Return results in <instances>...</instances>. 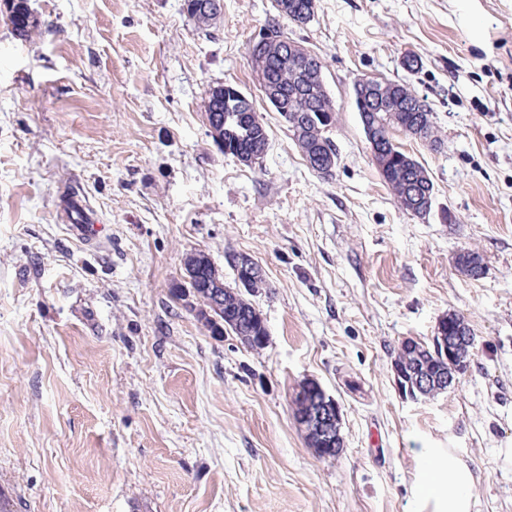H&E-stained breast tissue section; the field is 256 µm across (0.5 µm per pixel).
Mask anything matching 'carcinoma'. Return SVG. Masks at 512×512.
Segmentation results:
<instances>
[{
    "mask_svg": "<svg viewBox=\"0 0 512 512\" xmlns=\"http://www.w3.org/2000/svg\"><path fill=\"white\" fill-rule=\"evenodd\" d=\"M9 17H22L24 24L13 25V30L28 37L39 28L37 18L31 13L28 0H7ZM214 0H183V11L201 32H209L217 26L209 9ZM314 0H275V8L283 7L296 17L295 24L304 25L314 16ZM266 29L273 39L266 48L248 46L249 56L256 74L262 76L279 92L280 105L274 107L278 113L286 112L297 122L301 134L295 139L304 155L321 150L319 144L327 139V128L334 123V106L324 82L314 70H302L298 62L288 57V45L281 44L277 37L284 34L279 22H269ZM381 105L363 113L361 121L377 127L379 142L374 154L377 168L385 183L392 190L401 207L415 215L424 216L431 210L434 184L427 170L411 155L402 151L392 140L390 131L400 129L406 134L424 140L437 149L441 140L436 135L433 114L426 100L405 84L389 82L377 85ZM205 116L208 123L220 126L222 141L216 142L224 154L241 163L252 165L251 158H263V144L267 136L266 127L260 121L253 105L241 109L224 110V101L216 98V90L208 86L204 90ZM328 121H323L321 116ZM479 252L460 250L454 258L455 268L463 275L479 279L485 266ZM184 270L190 278L189 286L199 300L197 316L203 320L215 336L230 330L249 348L264 347L262 337L267 335L266 324L261 314L253 307L245 294L267 287L263 275L253 277L248 288L224 286V279L212 264L207 254L199 251L184 259ZM449 327L446 334L448 347L452 348L456 361L466 363L474 345L472 330L465 318L456 313L445 316ZM394 364L410 368L420 376V387L424 395H435L445 379L453 376L452 368L443 353L408 338L400 342L394 356Z\"/></svg>",
    "mask_w": 512,
    "mask_h": 512,
    "instance_id": "cac0c4a2",
    "label": "carcinoma"
}]
</instances>
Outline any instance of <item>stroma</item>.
<instances>
[{"label": "stroma", "instance_id": "stroma-1", "mask_svg": "<svg viewBox=\"0 0 512 512\" xmlns=\"http://www.w3.org/2000/svg\"><path fill=\"white\" fill-rule=\"evenodd\" d=\"M29 5L25 39L0 11V495L14 512H411L428 447L473 468V512H512V0H316L309 23H284L323 63L329 177L247 53L274 0H224L208 35L182 0ZM361 78L429 104L440 148L393 134L434 184L426 216L374 164ZM225 83L266 125L262 164L209 134L203 93ZM73 190L105 226L97 243L66 230ZM464 248L481 278L455 269ZM195 251L230 287L232 256L261 266L263 349L198 321ZM451 312L475 336L467 371L404 395L399 343L431 342ZM308 378L341 406L339 457L317 458L295 419ZM479 261L483 265L471 266L472 263ZM455 268L463 275L472 279H479L485 273L483 258L478 251L472 249L460 250L454 258Z\"/></svg>", "mask_w": 512, "mask_h": 512}]
</instances>
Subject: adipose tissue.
I'll return each instance as SVG.
<instances>
[{
    "mask_svg": "<svg viewBox=\"0 0 512 512\" xmlns=\"http://www.w3.org/2000/svg\"><path fill=\"white\" fill-rule=\"evenodd\" d=\"M414 512H472L473 473L447 448L418 452Z\"/></svg>",
    "mask_w": 512,
    "mask_h": 512,
    "instance_id": "obj_1",
    "label": "adipose tissue"
}]
</instances>
